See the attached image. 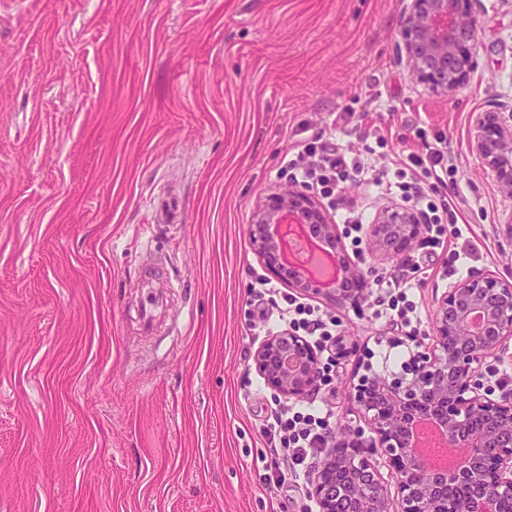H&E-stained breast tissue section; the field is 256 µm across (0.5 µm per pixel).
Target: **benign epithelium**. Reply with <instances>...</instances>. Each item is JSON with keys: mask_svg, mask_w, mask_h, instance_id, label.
I'll return each instance as SVG.
<instances>
[{"mask_svg": "<svg viewBox=\"0 0 512 512\" xmlns=\"http://www.w3.org/2000/svg\"><path fill=\"white\" fill-rule=\"evenodd\" d=\"M477 2L410 0L399 28V59L418 82L444 95L465 85L474 69ZM468 144L496 189L512 198V105L472 113ZM291 226L333 253L334 279L310 280L288 262L283 241ZM423 234L419 210L391 201L376 215L368 254L404 257ZM248 235L266 269L288 287L334 306L365 297V259L349 255L339 225L308 191L272 192L257 208ZM387 344L409 349L398 373L376 370L372 352L353 340L340 344L332 358L358 357L348 400L373 433L369 447L391 463L400 509L393 510L375 476L358 429L356 439L336 441L312 473L319 512H337L338 473L347 512H502L503 498L512 497V389L496 394L485 386L483 366L512 346V281L485 271L455 282L436 302L431 342L391 336ZM253 366L288 399L309 395L321 382L319 350L293 332L265 337ZM425 420L440 427L447 447L464 449L459 470L432 468L419 452L416 429Z\"/></svg>", "mask_w": 512, "mask_h": 512, "instance_id": "1", "label": "benign epithelium"}]
</instances>
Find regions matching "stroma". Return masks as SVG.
<instances>
[{"label": "stroma", "mask_w": 512, "mask_h": 512, "mask_svg": "<svg viewBox=\"0 0 512 512\" xmlns=\"http://www.w3.org/2000/svg\"><path fill=\"white\" fill-rule=\"evenodd\" d=\"M408 4L0 0V512H318L309 471L270 452L276 397L251 367L267 271L248 228L299 141L379 168L416 132L443 141L452 179L420 183L462 200L467 271L512 279V199L468 148L471 113L512 102V0H480L475 69L450 96L398 59ZM164 197L180 222L144 249ZM447 260L425 241L370 260L362 305L312 303L396 371L409 352L385 344L378 285L405 270L431 333ZM147 274L182 283L170 335L137 332ZM321 362L311 399L348 436L356 360Z\"/></svg>", "instance_id": "35a3bbf8"}]
</instances>
